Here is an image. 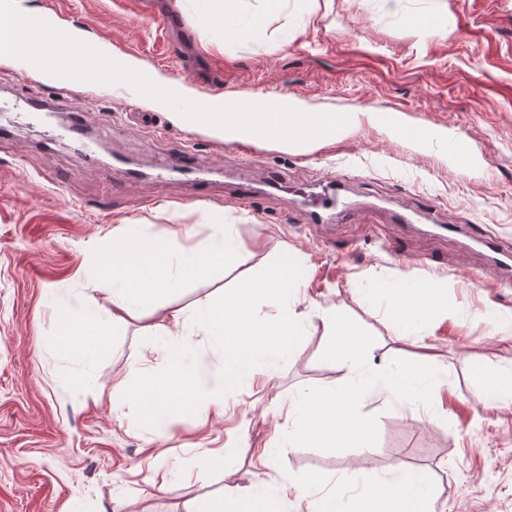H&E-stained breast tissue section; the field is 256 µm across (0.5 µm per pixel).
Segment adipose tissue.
<instances>
[{
    "instance_id": "obj_1",
    "label": "adipose tissue",
    "mask_w": 512,
    "mask_h": 512,
    "mask_svg": "<svg viewBox=\"0 0 512 512\" xmlns=\"http://www.w3.org/2000/svg\"><path fill=\"white\" fill-rule=\"evenodd\" d=\"M280 8V0H259L258 6L248 9L242 8L241 0H224L205 19L223 28L232 18L239 22L236 35H258L268 16ZM236 249L230 231L221 224L212 225L207 243L197 250L148 235L143 224L121 225L112 239V271L102 283L110 307L77 315L62 311L54 347L79 364L78 380L83 383L99 356L102 326L111 324L117 332L139 323L143 335L154 337L151 351L160 356L164 371L157 375L141 366L136 377L126 382L123 399L146 405V422L162 428L175 407L203 402L223 411L229 383H250L259 376L274 380L279 363L287 360L304 336L321 331L327 356L346 369L344 383L289 396L285 408L289 448L309 444L332 448L343 432L352 429L368 434L356 411L361 398L378 395L425 405L447 380V373L431 364L416 373L400 364L372 366L366 339L347 320L344 308H324L313 302L308 310H298L289 296L304 265L294 256L278 259L268 272L245 279L238 288L204 295L193 308L166 306L155 311L154 302L176 287L224 268ZM368 297L380 303L386 319L400 325L402 339L416 343L423 341L429 324L444 312L438 288L409 279L372 284ZM265 304L270 312H262ZM186 328L222 354L223 371H211L194 355L182 335ZM302 487L315 493V512H430L425 494L410 485L402 471L384 478H364L356 472L346 478L309 475ZM285 502L284 488L253 480L226 489L222 499L191 502L184 512H284Z\"/></svg>"
}]
</instances>
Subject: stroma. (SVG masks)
I'll use <instances>...</instances> for the list:
<instances>
[{
	"label": "stroma",
	"instance_id": "1",
	"mask_svg": "<svg viewBox=\"0 0 512 512\" xmlns=\"http://www.w3.org/2000/svg\"><path fill=\"white\" fill-rule=\"evenodd\" d=\"M18 11H62V24L165 84L194 68L185 97H221L264 86L288 90L311 110L355 111L352 131L305 151L258 142L237 148L174 111L143 98L126 104L109 87L85 84L58 95L40 74L23 77L0 58V512H182L186 501L218 499L256 477L286 488L288 512H309L296 486L310 472L399 469L430 477L436 512H512V406L487 408L483 379L512 362V275L491 266L479 237L512 250V0H286L264 38L224 37L208 26L203 0H15ZM194 31L189 47L164 28L165 8ZM298 20L288 45L279 28ZM432 22L437 30L423 33ZM449 36H441L442 28ZM430 120L470 140L478 169L449 163L370 123L367 111ZM182 165L163 170L165 158ZM341 179L358 207L343 220L313 224L292 188ZM252 198L242 202L243 183ZM436 206L448 234L399 224V212ZM148 225L189 248L212 225L228 224L239 244L224 270L173 291L188 308L231 289L295 253L305 280L292 301L345 307L368 338V357L410 369L447 368L432 408L362 398L371 436L346 433L338 448L287 449L277 469L260 467L283 441L277 403L300 389L340 386L344 368L322 356L321 334L305 337L273 386L232 389L224 415L180 409L168 425L142 408L112 407L113 391L136 373L152 344L138 324L106 336L86 392L74 362L50 347L59 309L108 305L100 284L112 234ZM486 283L471 284L474 275ZM443 281L453 315L434 322L423 346L398 340L381 312L360 302L373 282ZM238 460L224 469L225 454Z\"/></svg>",
	"mask_w": 512,
	"mask_h": 512
}]
</instances>
